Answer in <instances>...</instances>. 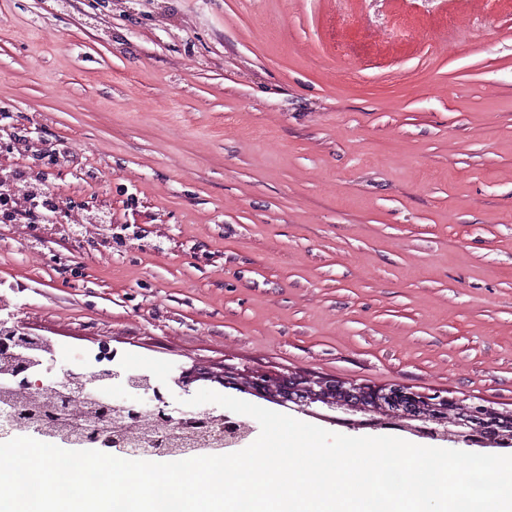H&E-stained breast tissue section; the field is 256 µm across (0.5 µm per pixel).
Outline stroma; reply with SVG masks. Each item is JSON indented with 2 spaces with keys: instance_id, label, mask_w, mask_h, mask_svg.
<instances>
[{
  "instance_id": "35a3bbf8",
  "label": "stroma",
  "mask_w": 512,
  "mask_h": 512,
  "mask_svg": "<svg viewBox=\"0 0 512 512\" xmlns=\"http://www.w3.org/2000/svg\"><path fill=\"white\" fill-rule=\"evenodd\" d=\"M17 122L68 156L0 160L112 214L111 253L66 269L0 224V293L58 367L107 333L162 382L228 365L512 410V0H0Z\"/></svg>"
}]
</instances>
